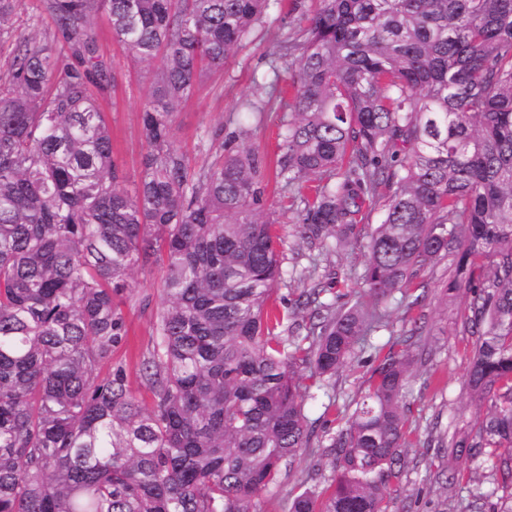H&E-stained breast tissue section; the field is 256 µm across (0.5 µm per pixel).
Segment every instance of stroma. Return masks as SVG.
Here are the masks:
<instances>
[{"instance_id": "obj_1", "label": "stroma", "mask_w": 512, "mask_h": 512, "mask_svg": "<svg viewBox=\"0 0 512 512\" xmlns=\"http://www.w3.org/2000/svg\"><path fill=\"white\" fill-rule=\"evenodd\" d=\"M48 0H22L15 12L12 39L0 43V73L6 72L14 43L54 34L56 25L47 8ZM298 13L293 0L279 4L251 32L246 45L224 70L211 75L196 93L187 99L174 118L177 144L192 162H202L203 142L216 133L239 132L238 143L254 147L275 157L280 119L283 112L272 108L264 113L239 115L241 103L252 97L257 84L271 80L270 62L283 42L295 37L293 20ZM98 52L109 65L114 81L99 103L112 130V149L122 163L128 180H137L146 144L141 135L140 116L148 100L144 79L145 67L127 54L113 40L108 17L97 14L93 19ZM269 202L285 237L283 267L290 279L280 284L278 294L295 303L302 288L297 277L308 266L311 249L296 228V215L288 211L287 199L281 198L277 184L268 187ZM367 262L363 242H349L341 247L330 264L322 266L320 275L332 280L336 293L347 301H361L368 309L389 314V326L373 332L368 341L376 346L393 343L395 351H410L411 391L402 403L411 434L404 453L408 468L389 486L395 512H470L474 496L494 493L496 498H512V487H494L490 453L473 459H455L449 450L429 446L431 432L445 435L475 432L477 419L491 410L490 402H475L466 387V375L477 342L467 325L465 298L462 292L449 289L447 263L427 270L423 279L428 285L421 306L409 309L401 294L379 300L365 292L361 276ZM160 268L140 266L133 270V288L122 309L128 330L127 340L112 354V363L101 366L107 374L110 366L123 367L131 392L143 403L151 394L141 378V360L155 337L154 324L161 307ZM424 317L421 335L402 339L408 318ZM369 352L352 354L330 380L328 395L305 403V413L314 433L311 452L302 455L293 469L280 476L276 485L259 498L257 512H288L287 500L303 490L322 493L332 475L328 445L341 427L342 416L352 413L355 402L368 389L377 366Z\"/></svg>"}]
</instances>
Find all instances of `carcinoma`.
<instances>
[{"mask_svg": "<svg viewBox=\"0 0 512 512\" xmlns=\"http://www.w3.org/2000/svg\"><path fill=\"white\" fill-rule=\"evenodd\" d=\"M278 0H49L69 62L49 37L15 44L0 77V512H255L310 448L305 400L386 315L336 306L318 263L280 310L284 238L265 155L210 143L192 163L176 112L224 69ZM19 0H0V39ZM147 64V152L135 193L94 91L111 85L92 17ZM241 108L289 110L276 177L301 238L324 255L380 208L362 275L378 299L449 259L478 336L467 386L493 410L452 453L497 456L512 486V0H318ZM162 269L144 407L122 369L100 376L127 335L131 271ZM308 375H302V371ZM332 437L324 499L288 512H389L408 467L401 402L407 355L389 351Z\"/></svg>", "mask_w": 512, "mask_h": 512, "instance_id": "obj_1", "label": "carcinoma"}]
</instances>
